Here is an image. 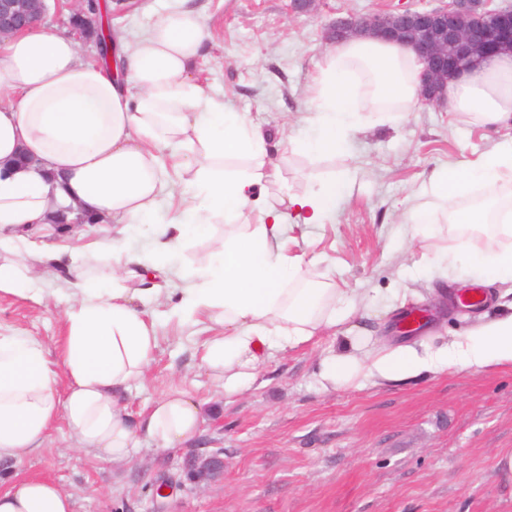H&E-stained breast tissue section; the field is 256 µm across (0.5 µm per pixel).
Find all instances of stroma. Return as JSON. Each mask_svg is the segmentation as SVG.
Masks as SVG:
<instances>
[{
	"label": "stroma",
	"mask_w": 512,
	"mask_h": 512,
	"mask_svg": "<svg viewBox=\"0 0 512 512\" xmlns=\"http://www.w3.org/2000/svg\"><path fill=\"white\" fill-rule=\"evenodd\" d=\"M209 31L195 73L205 89L269 133L278 167L264 193L278 207L319 180L350 174L353 185L324 224L293 225L288 246L305 275L366 297L367 314L268 359L237 393L202 367L204 333L168 323L144 380L125 401L131 412L170 388L204 402L196 441L157 450L142 439L131 459L76 450L65 424L28 459L0 466V488L23 478L57 483L74 512H512V363L424 371L401 380L356 377L324 388L321 363L345 337H367L361 353L400 345L438 347L512 312V287L467 272L443 279L418 273L445 250L464 257L445 231L414 233L407 217L433 171L489 151L500 131L444 106L416 104L395 123L372 122L347 151L284 152L286 138L311 137L303 123L312 78L329 49L322 36L336 18L426 8L438 0H315L293 14L289 0H196ZM481 289L484 304L452 298ZM425 318L398 330L406 310ZM62 305L0 292V328L55 347ZM220 454L221 477L185 478L194 456Z\"/></svg>",
	"instance_id": "1"
}]
</instances>
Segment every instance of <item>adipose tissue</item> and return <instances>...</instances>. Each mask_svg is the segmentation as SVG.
<instances>
[{
	"label": "adipose tissue",
	"mask_w": 512,
	"mask_h": 512,
	"mask_svg": "<svg viewBox=\"0 0 512 512\" xmlns=\"http://www.w3.org/2000/svg\"><path fill=\"white\" fill-rule=\"evenodd\" d=\"M209 33L190 0L173 7L135 40L113 33L118 67L84 58L70 35L39 22L0 40V292L44 299L39 280L61 279L66 335L57 358L38 340L0 331V463L19 462L42 448L64 420L78 450L104 460L128 458L141 437L167 450L193 438L199 399L163 393L132 414L122 403L159 346V322L143 309L135 282L146 271L168 272L181 283L168 318L191 321L214 313L223 334L202 344L201 363L224 373V390L255 378L264 353L282 352L334 329L356 310L341 288L304 279L300 256L288 249L292 224H321L336 209L346 178L320 182L271 205L260 186L277 170L265 132L223 99L207 93L191 66ZM421 64L414 52L377 39L336 44L313 79L306 121L315 134L294 142L309 154L342 151L371 115L400 119L416 102ZM452 112L484 125L512 122V54L486 59L448 82ZM30 162L17 164L18 155ZM184 175L173 218H159L165 169ZM484 194L460 199L471 185ZM408 215L415 232L446 220L467 248L468 261L489 280H512V136L478 161L435 171ZM71 207L115 226L81 253L66 246L21 250L27 233L47 215ZM212 217L223 218L224 247L196 266L178 264L182 250ZM152 240L131 250L130 235ZM108 261L112 278L86 269V253ZM327 356L321 378L343 384L363 372L359 342ZM512 363V314L473 330L452 348L419 353L401 347L375 360L383 378L400 380L429 370ZM0 512H74L58 484L18 480L0 490Z\"/></svg>",
	"instance_id": "obj_1"
}]
</instances>
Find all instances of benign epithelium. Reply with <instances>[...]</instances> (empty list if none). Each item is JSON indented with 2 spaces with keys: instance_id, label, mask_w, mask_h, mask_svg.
I'll return each mask as SVG.
<instances>
[{
  "instance_id": "1",
  "label": "benign epithelium",
  "mask_w": 512,
  "mask_h": 512,
  "mask_svg": "<svg viewBox=\"0 0 512 512\" xmlns=\"http://www.w3.org/2000/svg\"><path fill=\"white\" fill-rule=\"evenodd\" d=\"M60 0H0V38L13 35L42 19L50 3ZM486 0H450L431 8H398L387 13L336 19L324 32L330 43L375 37L411 49L422 61L418 99L428 105L448 103L449 77L469 66L475 58L503 51L512 53V4L489 9ZM69 22L79 38L101 48L96 17L72 9ZM224 462L217 456L203 459L190 480L199 483L217 476Z\"/></svg>"
}]
</instances>
